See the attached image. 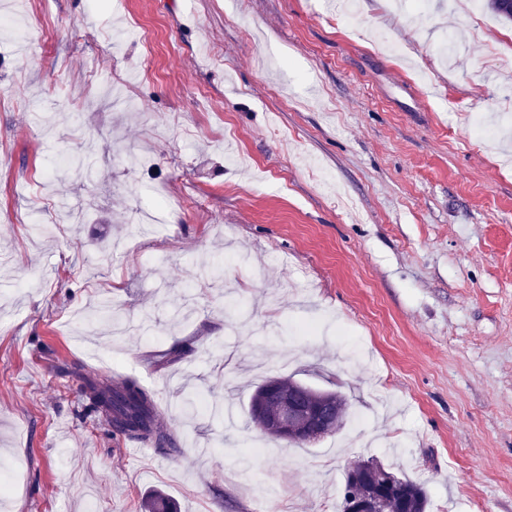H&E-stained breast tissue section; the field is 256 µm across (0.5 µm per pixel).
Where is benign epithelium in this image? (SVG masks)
<instances>
[{"instance_id":"obj_1","label":"benign epithelium","mask_w":512,"mask_h":512,"mask_svg":"<svg viewBox=\"0 0 512 512\" xmlns=\"http://www.w3.org/2000/svg\"><path fill=\"white\" fill-rule=\"evenodd\" d=\"M298 387L292 382L272 380L257 392L252 401L254 414L262 420L263 429L274 436L314 442L328 432V424L338 411L339 394L327 390H311L297 399ZM382 466L366 462L363 469L350 478L346 512H387L381 488Z\"/></svg>"}]
</instances>
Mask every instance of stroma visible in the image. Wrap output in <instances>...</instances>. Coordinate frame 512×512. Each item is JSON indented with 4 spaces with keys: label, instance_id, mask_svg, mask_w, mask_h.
Here are the masks:
<instances>
[{
    "label": "stroma",
    "instance_id": "35a3bbf8",
    "mask_svg": "<svg viewBox=\"0 0 512 512\" xmlns=\"http://www.w3.org/2000/svg\"><path fill=\"white\" fill-rule=\"evenodd\" d=\"M428 2L0 0V512H337L371 459L428 512H512V24ZM117 375L181 454L88 413ZM274 375L343 425L266 438Z\"/></svg>",
    "mask_w": 512,
    "mask_h": 512
}]
</instances>
